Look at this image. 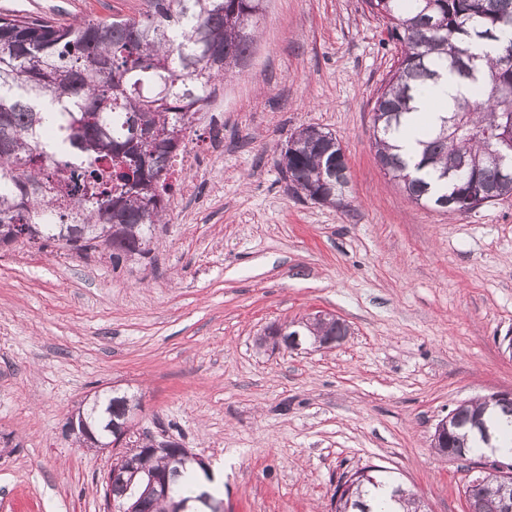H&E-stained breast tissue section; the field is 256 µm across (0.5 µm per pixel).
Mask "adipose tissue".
Here are the masks:
<instances>
[{"label":"adipose tissue","mask_w":512,"mask_h":512,"mask_svg":"<svg viewBox=\"0 0 512 512\" xmlns=\"http://www.w3.org/2000/svg\"><path fill=\"white\" fill-rule=\"evenodd\" d=\"M467 92L466 84L456 81L449 75L419 91L414 98L412 110L405 125L394 140L399 153L411 161H419L420 128L436 125L440 116L453 106L455 98Z\"/></svg>","instance_id":"adipose-tissue-1"}]
</instances>
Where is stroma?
Returning <instances> with one entry per match:
<instances>
[{
  "mask_svg": "<svg viewBox=\"0 0 512 512\" xmlns=\"http://www.w3.org/2000/svg\"><path fill=\"white\" fill-rule=\"evenodd\" d=\"M147 0H0V14L137 17ZM402 53L367 0H267L247 63L195 142L224 117L167 203L149 256L20 240L0 248V512H107L111 453L76 447L68 417L118 388L135 432L223 470L224 512H331L340 477L379 465L426 512H469L468 473L430 446L454 408L512 389V198L460 216L412 202L371 144ZM329 131L349 205L297 195L281 150ZM329 312L333 349L256 347L271 324Z\"/></svg>",
  "mask_w": 512,
  "mask_h": 512,
  "instance_id": "35a3bbf8",
  "label": "stroma"
}]
</instances>
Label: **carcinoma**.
Instances as JSON below:
<instances>
[{"label": "carcinoma", "mask_w": 512, "mask_h": 512, "mask_svg": "<svg viewBox=\"0 0 512 512\" xmlns=\"http://www.w3.org/2000/svg\"><path fill=\"white\" fill-rule=\"evenodd\" d=\"M142 17L83 20L61 25L38 14L0 15V242L19 237L45 248L67 241L77 253H100L117 266L151 253L152 231L165 223L171 158L186 148L196 116L206 111L224 82L241 67L256 41L266 0H148ZM388 20L403 51L373 112L376 157L418 204L449 215L481 207L494 185L504 197L512 184L500 180L488 158L498 139L512 134V100L492 92L512 87V0H369ZM502 38L495 57L477 59L480 75L468 77L473 27ZM469 85L440 123L419 140L414 165L391 140L411 110L415 93L437 82L442 71ZM327 131L303 127L287 140L282 170L309 199L344 206L348 174ZM348 335L344 323L294 325L285 336ZM132 399L97 397L81 413L96 433L83 445L113 440L128 421ZM509 424L500 434L512 443V402L481 400L454 409L448 444L435 452L472 462L485 454L479 428L495 435L492 417ZM155 472L179 470L171 495L218 498L200 472L178 468L172 453L148 460ZM391 490L402 512H424L422 502L379 467L353 473L347 492L332 500L333 512H391L389 498L370 503L373 488ZM471 512H509L496 478L466 487Z\"/></svg>", "instance_id": "carcinoma-1"}]
</instances>
